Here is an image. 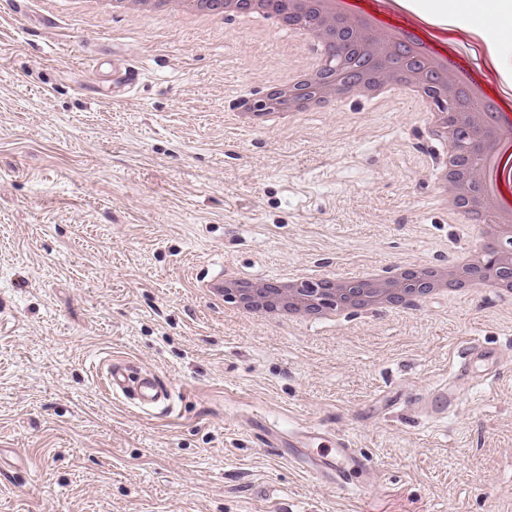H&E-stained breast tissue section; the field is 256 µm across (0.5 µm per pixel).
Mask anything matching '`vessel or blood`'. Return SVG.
I'll list each match as a JSON object with an SVG mask.
<instances>
[{"mask_svg": "<svg viewBox=\"0 0 512 512\" xmlns=\"http://www.w3.org/2000/svg\"><path fill=\"white\" fill-rule=\"evenodd\" d=\"M106 385L115 395L124 396L131 403L143 410L167 408L172 392L154 375L131 376L128 364L122 360H110L106 370ZM457 397L448 387H439L423 393L420 397L422 408L426 413L447 417L449 409ZM300 455L294 461L301 465L310 477L335 479L340 489H349L353 478L359 472L367 470L371 459L344 439H334L320 428L306 426L294 435Z\"/></svg>", "mask_w": 512, "mask_h": 512, "instance_id": "b4317fda", "label": "vessel or blood"}]
</instances>
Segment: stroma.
I'll use <instances>...</instances> for the list:
<instances>
[{
    "label": "stroma",
    "instance_id": "stroma-1",
    "mask_svg": "<svg viewBox=\"0 0 512 512\" xmlns=\"http://www.w3.org/2000/svg\"><path fill=\"white\" fill-rule=\"evenodd\" d=\"M301 61L259 25L0 0V512H512V303L284 326L201 290L480 245L436 204L446 149L410 103L235 123ZM470 336L497 378L458 372ZM111 358L171 387L170 410L105 393ZM440 383L444 420L416 402ZM267 422L350 440L373 459L364 496L266 447Z\"/></svg>",
    "mask_w": 512,
    "mask_h": 512
}]
</instances>
